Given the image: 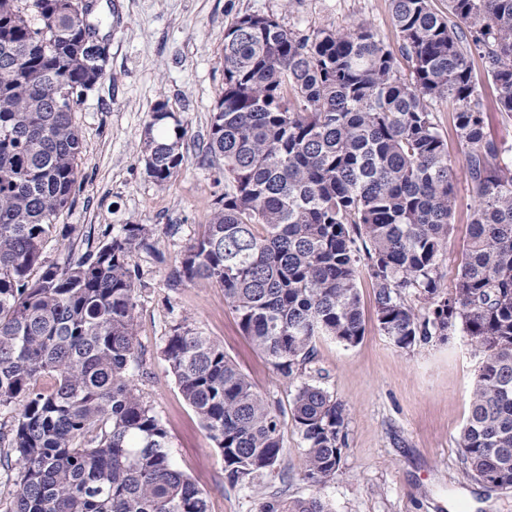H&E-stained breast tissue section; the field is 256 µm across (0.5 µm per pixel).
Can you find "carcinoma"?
<instances>
[{
	"instance_id": "obj_1",
	"label": "carcinoma",
	"mask_w": 512,
	"mask_h": 512,
	"mask_svg": "<svg viewBox=\"0 0 512 512\" xmlns=\"http://www.w3.org/2000/svg\"><path fill=\"white\" fill-rule=\"evenodd\" d=\"M412 71L369 27L301 34L259 14L224 31V91L206 155L224 194L184 250L170 286H218L242 333L283 379L302 440L303 480H334L347 413L304 380L313 340L365 334L358 280L374 288L380 331L400 348L464 332L483 353L460 435L463 473L512 488V147L487 138L473 55L512 118V0H390ZM91 0H0V432L11 471L6 512H210L178 470L168 431L138 388L136 258L153 224L85 235L61 263L45 257L74 202L83 140L76 114L106 75ZM454 106L473 193L469 238L451 286L440 265L456 207L448 143L428 100ZM139 160L163 184L185 161V132L152 135ZM413 290L418 310L403 296ZM170 372L224 460L248 488L283 455L282 410L215 339L172 326ZM51 376L52 389L37 388ZM259 512H332L319 494L271 498Z\"/></svg>"
}]
</instances>
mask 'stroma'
Masks as SVG:
<instances>
[{"instance_id":"1","label":"stroma","mask_w":512,"mask_h":512,"mask_svg":"<svg viewBox=\"0 0 512 512\" xmlns=\"http://www.w3.org/2000/svg\"><path fill=\"white\" fill-rule=\"evenodd\" d=\"M89 17L107 44L105 77L80 106L84 142L74 203L60 226L101 232L128 222L160 229L159 256L136 262L146 283L137 298L143 366L135 379L144 400L164 423L177 467L206 496L210 512H258L273 496L306 498L301 438L287 411L295 386L279 377L241 332L218 287H170L185 246L198 237L214 200L224 192V169L204 150L213 108L224 88V31L239 16L268 15L296 31L371 27L391 49L400 38L389 0H93ZM164 101L182 125L185 163L159 185L148 178L136 150L152 106ZM429 107L448 143L455 172L454 233L441 270L453 282L467 242L472 197L465 179V150L452 107ZM176 224V237L164 236ZM366 332L355 346L327 337L314 343L308 378L327 389L347 412L346 449L339 471L321 492L332 512H512V489L492 490L464 477L459 445L471 390L483 354L464 333L398 348L378 329L368 278L358 283ZM219 341L257 391L284 409V454L274 472L253 487L230 486L224 461L196 413L184 400L162 355L175 324Z\"/></svg>"}]
</instances>
